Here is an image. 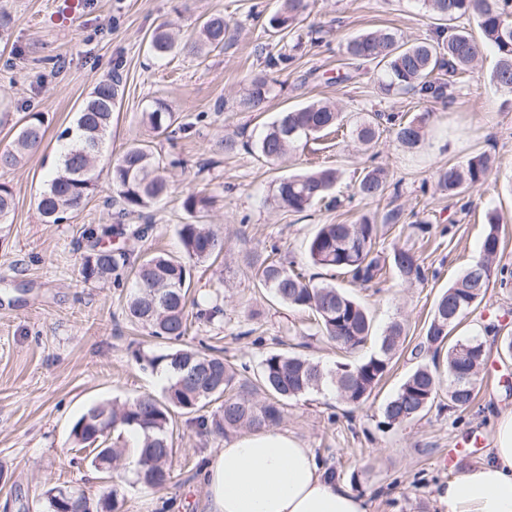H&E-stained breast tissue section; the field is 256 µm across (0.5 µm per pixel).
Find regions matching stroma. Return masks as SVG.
Here are the masks:
<instances>
[{"label": "stroma", "mask_w": 512, "mask_h": 512, "mask_svg": "<svg viewBox=\"0 0 512 512\" xmlns=\"http://www.w3.org/2000/svg\"><path fill=\"white\" fill-rule=\"evenodd\" d=\"M277 6V0H86L73 25L61 29L51 20L55 0H0V13L11 19L0 35V114L8 116L0 123V150L11 145L16 122L28 113L48 119L41 147L0 172L15 199L8 223L0 224V512H42L47 483L97 494L104 481L78 459L69 440L72 422L96 401L122 403L160 393V375L142 369L133 356L134 350L151 354L162 346L127 320L129 288L83 283L79 268L93 235L140 256L180 254L177 227L187 219L182 196L194 188L213 199L207 221L224 235V257L192 265L191 286L196 294L218 297L224 316L193 324L187 341L219 337L226 359L254 368L271 351L325 364L344 356L325 338L305 335L302 313L257 285L248 261L264 258L275 244L286 259L306 263L307 241L319 225L352 224L364 215L380 220L399 209V222L381 228L379 246L387 253L414 251L425 281L405 283L392 273L381 290L352 291L375 331L395 320L406 326L389 374L362 407L312 393L291 401L279 426L334 464L342 479L358 474L369 512H445L434 499L435 486L480 462L492 445L494 423L512 407V393L504 390L512 383V355L501 351L492 352L477 404L464 416L435 406L384 431L377 423L385 400L418 362L430 360L429 352L416 357L412 351L423 340L437 296L478 258L487 211L500 217V262L512 269V94L489 81L496 56L485 52L474 69L459 74V89L446 104L412 93L382 95L369 64L340 83L337 75L351 68L344 54L348 38L386 27L410 41L429 38L436 22L417 0H309L305 23L328 30L327 43L304 44L293 63L274 73L265 111H237L232 101L263 69L260 51L269 41L264 27ZM211 15L229 24L223 52L166 59L148 54L145 38L158 25L184 38ZM116 70L123 98L107 152L145 139L169 166L171 192L153 209L154 232L142 240L104 236L119 210L104 173L93 196L61 223H42L35 206L55 170L58 132L72 125L89 92ZM157 98L186 127L175 140L155 136L141 122ZM325 99L336 102L349 125L377 111L410 118L429 113L425 140L408 152L386 131L365 151L350 132L330 133L273 165L248 149L277 112ZM228 134L237 149L216 152ZM482 152L494 161L482 184L454 197L438 188L439 168L465 164ZM369 158L386 169L398 194L380 200L355 195ZM315 166L337 170L334 202L302 214L271 204L277 178ZM456 333L487 342L512 336V286L492 284ZM175 445L177 476L166 487L133 485L129 466L114 472L125 493L123 512H208V492L195 465L213 459L222 444L201 440L182 422Z\"/></svg>", "instance_id": "stroma-1"}]
</instances>
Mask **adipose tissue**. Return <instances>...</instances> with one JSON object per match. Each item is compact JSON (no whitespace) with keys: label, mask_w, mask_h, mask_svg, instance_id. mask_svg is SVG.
Instances as JSON below:
<instances>
[{"label":"adipose tissue","mask_w":512,"mask_h":512,"mask_svg":"<svg viewBox=\"0 0 512 512\" xmlns=\"http://www.w3.org/2000/svg\"><path fill=\"white\" fill-rule=\"evenodd\" d=\"M202 480L209 512H368L365 498L324 478L309 448L273 428L225 442ZM435 499L446 512H512V409L500 414L486 457L437 484Z\"/></svg>","instance_id":"ef3b65f1"}]
</instances>
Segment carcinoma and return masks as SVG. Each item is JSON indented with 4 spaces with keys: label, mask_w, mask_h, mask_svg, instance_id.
I'll use <instances>...</instances> for the list:
<instances>
[{
    "label": "carcinoma",
    "mask_w": 512,
    "mask_h": 512,
    "mask_svg": "<svg viewBox=\"0 0 512 512\" xmlns=\"http://www.w3.org/2000/svg\"><path fill=\"white\" fill-rule=\"evenodd\" d=\"M425 12L446 25L439 26L434 39L406 41L390 28L366 31L346 42L350 59L373 63L380 69L379 89L385 96L414 93L424 100L453 99L458 74L471 69L484 50L497 56L491 81L497 88L512 93V0H418ZM308 0H283L269 19V31L293 35L299 31ZM474 19L482 34L478 41L463 21ZM228 22L221 15L205 18L194 39L179 42L163 25L157 26L148 42L155 56L187 52L200 55L224 50ZM120 78L97 84L76 113L74 127L58 135L65 142L52 179L37 197V210L47 223L56 224L81 208L97 189L98 163L108 133L112 112L117 108ZM271 87L266 77L252 79L235 105L240 112L265 111ZM342 112L330 101L318 100L303 107L278 113L252 150L269 163L283 159L302 141L340 126ZM426 117L406 121L394 112H375L353 130L354 138L365 147L375 144L386 129L397 143L413 150L424 139ZM143 122L155 134L173 136L186 130L174 127V115L157 98L143 112ZM47 128L40 112H33L17 131L11 146L0 152V169L17 167L29 152L39 148ZM107 173L120 204L118 224L133 215L141 220L135 227L121 228L135 238H143L152 224L150 212L170 192L165 167L156 159L149 142L130 143L115 159H107ZM492 168L491 157L480 153L464 167L441 168L438 185L448 195L481 183ZM337 180L334 169H317L292 174L275 181L271 200L295 213L331 197ZM390 187L387 173L380 166L366 168L356 185V194L365 199H381ZM211 199L202 191L191 190L182 200L189 220L177 229L183 256L156 253L139 261L131 254L90 242L80 265L85 283L119 280V271L131 269L133 291L127 301L129 321L148 330L165 345L159 354H137L143 368L168 371L172 377L162 395H141L129 402H101L90 405L72 424L69 438L74 446L89 449V464L95 470L112 474L123 466L127 448L111 441L115 432L137 436L135 483L159 488L174 479L176 454L174 427L181 416L200 438L221 441L240 430H256L278 425L287 402L307 393L332 389L342 402L358 407L373 395L390 370L395 352L405 340V327L393 321L382 335L373 332L369 312L343 287L333 282L315 283L305 273L286 267L269 255L251 264L254 278L283 305L313 315L317 332L336 343L341 350H357L372 342L373 351L358 362H338L326 366L301 355L267 353L257 373L250 374L245 363L224 361L219 348L202 352L184 343L188 332V307L195 317L207 323L224 315L218 300L191 295L190 272L185 260L204 263L224 251V236L214 225L203 222ZM14 209L12 188L0 183V224ZM479 257L436 299L424 330L423 347L433 352L432 364L417 366L381 408L380 427L393 428L409 423L431 410L439 399L442 382H448V410L471 409L483 382L488 351L477 336L455 339L452 332L462 319L485 297L493 279L506 287L512 270L497 264L501 252L499 216L486 214ZM379 229L375 220L361 217L354 224H322L307 242L311 265L346 278L354 287L384 282L386 258L378 249ZM391 266L405 281H423L424 270L415 253L396 249ZM264 398H258V392ZM215 409H210V405ZM75 496L73 512H122L124 494L120 485L110 483L99 496L91 498L81 489L52 486L43 492L45 512H62L66 497Z\"/></svg>",
    "instance_id": "carcinoma-1"
}]
</instances>
